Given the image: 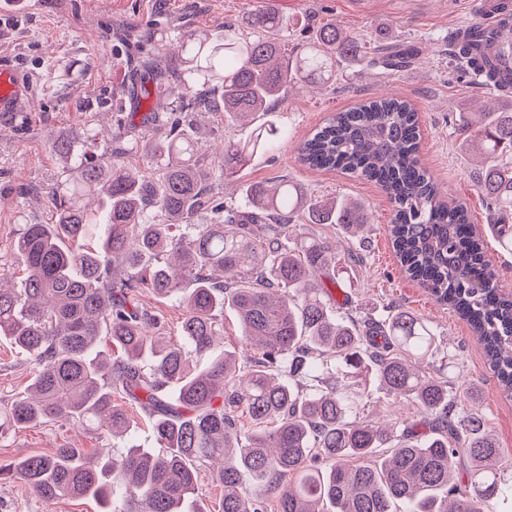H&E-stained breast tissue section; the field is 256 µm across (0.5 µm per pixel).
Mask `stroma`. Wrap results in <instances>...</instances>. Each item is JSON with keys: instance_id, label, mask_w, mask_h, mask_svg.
<instances>
[{"instance_id": "1", "label": "stroma", "mask_w": 512, "mask_h": 512, "mask_svg": "<svg viewBox=\"0 0 512 512\" xmlns=\"http://www.w3.org/2000/svg\"><path fill=\"white\" fill-rule=\"evenodd\" d=\"M477 0H381L376 11L360 13L350 0H0V60L27 73L34 98L28 113L0 118V274L13 267L7 248L24 225L53 219L52 187L67 179L62 163L50 150L53 140L89 141L96 133V151H104L114 113L131 111L124 49L112 37L117 26H133L150 36L157 32L213 29L243 14L275 6L290 30L338 20L366 34L384 27L392 42L415 51L412 63L386 79L360 66L347 65L328 87L304 89L281 105L275 119L285 134L280 148L257 156L241 181L220 187L225 199H238L240 182L288 179L308 194L328 197L343 192L369 205L366 239L341 237L333 224L310 223L294 216L291 235L333 242L342 267L336 298H348L353 315H380L405 309L430 324L439 350L424 369L448 384L454 404L472 410L504 450L503 464L512 471V399L496 385L483 350L469 326L439 306L419 284L401 272L386 233L391 203L375 184L337 172H319L296 162L295 147L333 112L381 93L399 95L416 110L422 132L420 159L450 197L467 203L485 240L486 255L503 293L512 294V253L504 251L494 230L496 216L476 188L475 163L453 132L455 112L484 90L461 77L448 61L441 38L477 21ZM35 368L31 356L0 337V403L28 386ZM367 420L418 415L414 402L393 401L371 385L360 410ZM158 452L147 418L132 413L125 442L102 430L48 423L16 430L0 443V460L48 454L62 447L89 455L113 457L126 447ZM91 499L47 502L19 480L0 481V512H99Z\"/></svg>"}]
</instances>
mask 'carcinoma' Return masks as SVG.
I'll list each match as a JSON object with an SVG mask.
<instances>
[{"label": "carcinoma", "mask_w": 512, "mask_h": 512, "mask_svg": "<svg viewBox=\"0 0 512 512\" xmlns=\"http://www.w3.org/2000/svg\"><path fill=\"white\" fill-rule=\"evenodd\" d=\"M511 33L510 11L497 28L474 22L448 36L460 72L488 92L455 113L454 130L481 159L478 190L501 216H512V57L493 46ZM371 43L390 45L387 29L360 35L332 20L289 48L269 6L222 32L178 33L179 72L154 43L126 53L133 97L155 98L143 124L160 136H129L137 116L129 112L113 126L109 152L51 142L77 180L53 190V223L27 224L8 245L20 286L0 276V336L33 356L37 370L0 405V440L53 421L121 436L130 421L120 397L145 413L164 452L132 447L109 460L57 448L0 462V479L19 478L47 502L93 498L105 512L116 501L123 512H185L198 464L212 459L222 512H268L266 500L246 496L245 474L277 494L276 512H393L395 501L409 512H485L512 487L482 418L448 401V384L419 368L437 351L433 328L405 311L341 315L331 244L289 234L292 216L305 212L313 224L361 237L371 223L363 202L308 196L286 180L245 186L239 204L215 193L277 149L278 104L336 83L349 60L390 74L411 59L403 48L370 53ZM206 90L219 94L224 124L252 131L224 139L220 160L203 168L196 113L210 106ZM420 139L410 102L385 94L332 113L297 145L296 159L381 187L404 275L469 324L511 398L512 296L500 291L467 206L447 199L422 166ZM133 154L157 171L127 166ZM205 207L211 222L195 223ZM91 224L103 226L93 248L84 243ZM143 292L182 307L180 340L159 339L165 317L139 301ZM226 305L256 347L244 363L219 347ZM198 355L209 362L193 370ZM350 374L416 402L423 430L354 420L359 401L344 394ZM242 413L252 423L244 437ZM288 475L294 481L281 485Z\"/></svg>", "instance_id": "cac0c4a2"}]
</instances>
